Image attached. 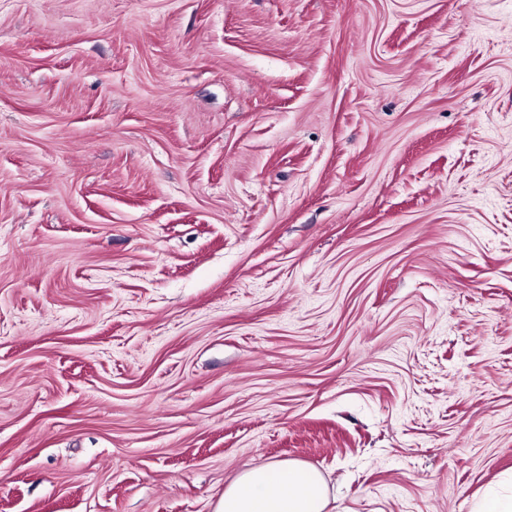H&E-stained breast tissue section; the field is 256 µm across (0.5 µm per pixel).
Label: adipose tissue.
I'll list each match as a JSON object with an SVG mask.
<instances>
[{"label": "adipose tissue", "mask_w": 512, "mask_h": 512, "mask_svg": "<svg viewBox=\"0 0 512 512\" xmlns=\"http://www.w3.org/2000/svg\"><path fill=\"white\" fill-rule=\"evenodd\" d=\"M214 512H333L323 475L302 462L277 461L240 472Z\"/></svg>", "instance_id": "obj_1"}]
</instances>
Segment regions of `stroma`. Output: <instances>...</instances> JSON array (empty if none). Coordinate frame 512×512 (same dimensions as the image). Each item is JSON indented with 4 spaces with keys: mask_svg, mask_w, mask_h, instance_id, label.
Here are the masks:
<instances>
[{
    "mask_svg": "<svg viewBox=\"0 0 512 512\" xmlns=\"http://www.w3.org/2000/svg\"><path fill=\"white\" fill-rule=\"evenodd\" d=\"M288 460L512 475V0H0V512Z\"/></svg>",
    "mask_w": 512,
    "mask_h": 512,
    "instance_id": "35a3bbf8",
    "label": "stroma"
}]
</instances>
